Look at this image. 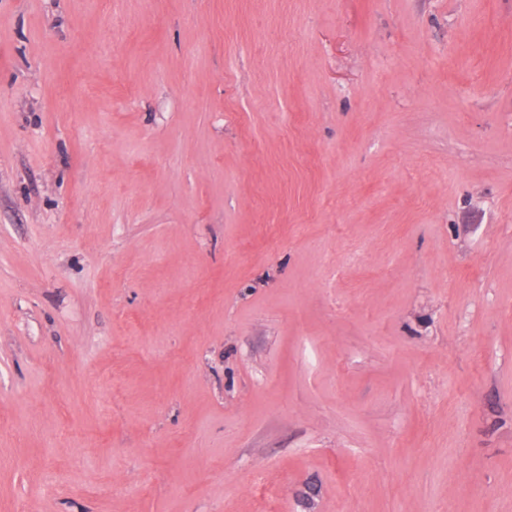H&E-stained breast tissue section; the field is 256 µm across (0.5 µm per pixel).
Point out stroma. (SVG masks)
I'll return each instance as SVG.
<instances>
[{
    "mask_svg": "<svg viewBox=\"0 0 512 512\" xmlns=\"http://www.w3.org/2000/svg\"><path fill=\"white\" fill-rule=\"evenodd\" d=\"M0 512H512V0H0Z\"/></svg>",
    "mask_w": 512,
    "mask_h": 512,
    "instance_id": "35a3bbf8",
    "label": "stroma"
}]
</instances>
